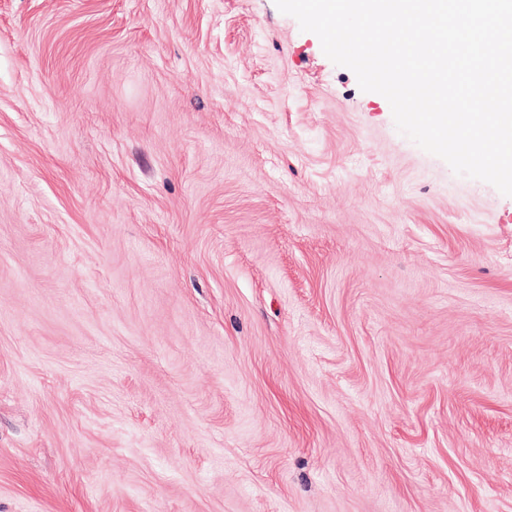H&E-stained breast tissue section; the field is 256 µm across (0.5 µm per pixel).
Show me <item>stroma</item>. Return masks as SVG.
Instances as JSON below:
<instances>
[{"label":"stroma","instance_id":"1","mask_svg":"<svg viewBox=\"0 0 512 512\" xmlns=\"http://www.w3.org/2000/svg\"><path fill=\"white\" fill-rule=\"evenodd\" d=\"M0 512H512V196L274 0H0Z\"/></svg>","mask_w":512,"mask_h":512}]
</instances>
